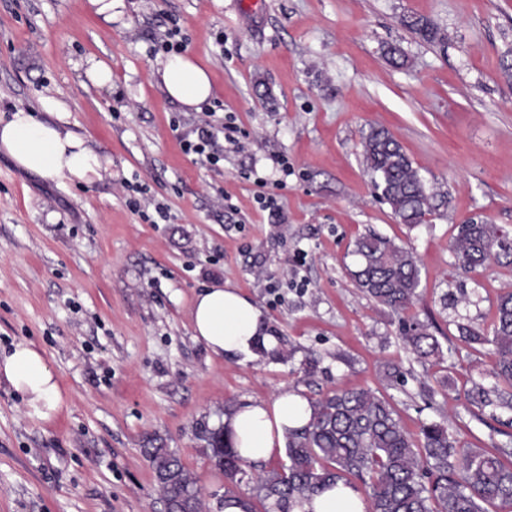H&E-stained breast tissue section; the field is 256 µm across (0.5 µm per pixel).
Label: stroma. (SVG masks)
Instances as JSON below:
<instances>
[{
	"mask_svg": "<svg viewBox=\"0 0 512 512\" xmlns=\"http://www.w3.org/2000/svg\"><path fill=\"white\" fill-rule=\"evenodd\" d=\"M413 14L445 45L407 29ZM174 25L210 76L216 119L236 116L216 167L183 150L203 110L154 75L150 40ZM391 44L407 66L388 61ZM510 47L512 0H123L109 23L88 0H0V121L63 97L72 130L109 167L91 184L46 181L0 153V353L33 344L66 399L47 422L0 381V512H164L142 452L154 434L204 494L222 490L201 426L284 389L312 401L365 388L411 434L443 420L461 442L512 448L495 347L458 333L491 334L512 265L468 273L450 249L471 219L512 233ZM97 62L111 85L86 84ZM373 126L435 192L423 224L400 223L377 196L362 146ZM256 175L280 218L260 210ZM369 233L413 252L412 312L440 356L417 360L399 314L352 282L354 242ZM226 282L261 309L264 351L217 355L195 339L197 294ZM479 384L499 396L470 403Z\"/></svg>",
	"mask_w": 512,
	"mask_h": 512,
	"instance_id": "1",
	"label": "stroma"
}]
</instances>
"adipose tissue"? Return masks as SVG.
<instances>
[{"label":"adipose tissue","mask_w":512,"mask_h":512,"mask_svg":"<svg viewBox=\"0 0 512 512\" xmlns=\"http://www.w3.org/2000/svg\"><path fill=\"white\" fill-rule=\"evenodd\" d=\"M157 74L169 97L184 106H198L212 93L208 73L190 56H167L159 62ZM0 152L24 171L50 181L89 184L102 179L108 170L106 161L71 129L66 105L55 97L42 99L40 112L19 107L1 122ZM192 319L195 339L217 354L249 350L262 325L260 310L227 283L207 288L196 297ZM0 377L42 420H51L64 404L54 372L43 353L30 343H17L0 356ZM310 414L307 399L284 390L269 400L237 408L225 417L224 429L245 462L264 463L280 454L287 431L307 423ZM365 510L360 494L342 483L293 508V512Z\"/></svg>","instance_id":"ef3b65f1"}]
</instances>
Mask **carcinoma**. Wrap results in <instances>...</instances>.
<instances>
[{
  "label": "carcinoma",
  "instance_id": "cac0c4a2",
  "mask_svg": "<svg viewBox=\"0 0 512 512\" xmlns=\"http://www.w3.org/2000/svg\"><path fill=\"white\" fill-rule=\"evenodd\" d=\"M404 25L430 44L446 36L430 20L407 16ZM364 162L381 199L403 224L416 225L434 209L430 191L399 141L384 127L364 137ZM460 266L469 272L492 261L512 264V240L487 221L459 226L452 241ZM357 288L376 303L405 314L419 300L420 268L413 253L393 240L365 235L354 243ZM407 349L420 359L440 353L428 325L416 317L401 319ZM493 372L512 386V290L498 295L493 320ZM308 422L286 434L288 462L251 473L226 438L224 429L201 427L212 466L224 474V491L214 492L219 510L235 504L254 512H292L298 500H310L339 481L355 478L364 486L366 512H512V450L493 451L460 444L439 421L419 427L415 443L386 399L359 389H336L310 402ZM143 454L152 467L167 512H203L197 476L160 437L148 439ZM248 491H243V487Z\"/></svg>",
  "mask_w": 512,
  "mask_h": 512
}]
</instances>
